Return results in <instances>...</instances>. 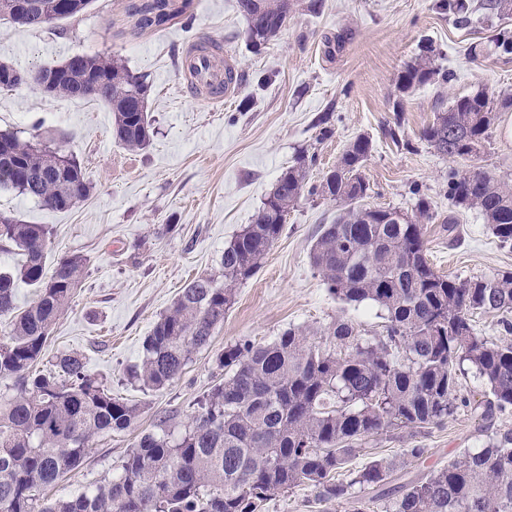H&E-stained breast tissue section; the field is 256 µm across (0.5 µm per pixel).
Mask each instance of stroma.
<instances>
[{
  "mask_svg": "<svg viewBox=\"0 0 512 512\" xmlns=\"http://www.w3.org/2000/svg\"><path fill=\"white\" fill-rule=\"evenodd\" d=\"M308 2L299 0L279 40L258 53L236 0H192L188 17L160 34L135 30L128 0H92L84 13L41 28L0 21V61L35 70L76 54L114 56L146 74L150 86L153 136L142 151L114 140L104 103L50 97L29 86L0 94V131L23 138L52 134L56 146L77 157L91 185L89 197L65 211L0 189V214L51 228L47 266L70 254L88 260L48 352L81 354L114 397L141 407L130 429L94 438L83 463L50 489L51 497H74L111 478L136 436L153 430L160 417L173 414L186 424L220 379L215 358L225 344L268 343L290 327L323 329L339 316L362 336L382 335L374 305L338 301L313 268L315 235L331 223L336 206L305 196L257 273L237 285L210 348L194 356L180 379L158 391L127 379L156 321L191 280L219 271L225 245L302 153L317 157L310 171L316 182L350 141L369 137L366 205L409 212L411 190L419 188L439 216L424 232L428 259L440 274L465 280L512 271V245H499L478 210L454 208L448 197L452 169H480L512 183V108L497 112L488 139L469 157L442 156L420 138L437 108L454 97L482 89L512 95V55L487 46L495 29L512 28V19L476 10L461 24L441 13L436 0H323L316 13ZM427 43L451 79L413 89L402 97V114H395L397 75ZM476 44L485 47L477 58L469 53ZM195 48L234 68L237 83L227 100L212 102L187 89L183 60ZM394 124L401 127L396 142L386 134ZM326 126L327 137L321 134ZM450 214L455 223H444ZM458 395L467 406L443 424L369 438L354 465L419 446L426 455L409 469L416 477L480 447L483 423L470 405L482 400L483 389L468 375Z\"/></svg>",
  "mask_w": 512,
  "mask_h": 512,
  "instance_id": "1",
  "label": "stroma"
}]
</instances>
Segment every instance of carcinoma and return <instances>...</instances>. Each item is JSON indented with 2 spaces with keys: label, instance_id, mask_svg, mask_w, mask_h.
Returning <instances> with one entry per match:
<instances>
[{
  "label": "carcinoma",
  "instance_id": "cac0c4a2",
  "mask_svg": "<svg viewBox=\"0 0 512 512\" xmlns=\"http://www.w3.org/2000/svg\"><path fill=\"white\" fill-rule=\"evenodd\" d=\"M27 27L83 12L91 0H27ZM192 0H133L129 15L141 32H160L186 14ZM293 0H237L248 38L259 50L276 41ZM437 8L460 23L474 11L470 0H438ZM480 8L512 15V0H484ZM501 55L512 54V30L493 39ZM52 96L89 98L112 112V136L132 150L151 140L146 76L120 58L76 55L41 69ZM424 46L398 75L403 96L415 87L448 82ZM512 107V95L496 100ZM483 90L458 96L435 114L421 139L450 158L477 150L494 124V102ZM0 132V188L31 196L62 211L85 200L90 185L81 165L58 166V152L41 142ZM372 151L363 135L350 142L336 167L310 182L315 156L302 155L285 169L272 191L224 247L221 277L193 279L155 323L143 342L140 364L129 378L144 390L178 379L195 353L210 346L215 326L281 236L288 212L303 194L341 207L311 249V262L327 289L347 304L369 302L384 320V334L365 338L338 317L324 330L289 328L274 341L224 346V371L190 421L176 431L175 416L138 437L118 465L119 473L75 498L48 499L45 488L77 468L91 440L124 431L139 408L112 396L75 353L55 356L37 371L52 326L81 285L87 259L78 254L55 263L45 277L50 230L0 216V242L24 260L0 271V313L13 314L0 342V512H264L267 503L305 484L324 506L351 500L354 512H512V430L497 429V414L512 408V343L477 332L475 317L495 314L512 332V272L458 280L437 272L426 251L424 224L435 220L417 187L412 214L362 204L370 190L363 168ZM448 196L477 209L492 234L512 245V184L486 172L448 171ZM38 289L20 311L17 282ZM472 372L486 387L475 405L458 399L459 375ZM472 407L485 423L488 441L448 466L394 485L397 472L423 458L424 448L393 457L375 456L358 468L350 461L365 440L395 428L424 429L443 423L459 407Z\"/></svg>",
  "mask_w": 512,
  "mask_h": 512
}]
</instances>
